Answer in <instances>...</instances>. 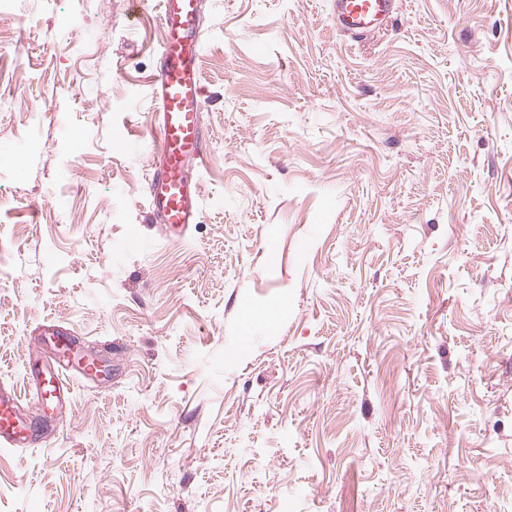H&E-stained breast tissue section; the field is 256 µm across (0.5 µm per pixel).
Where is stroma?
<instances>
[{
  "label": "stroma",
  "mask_w": 512,
  "mask_h": 512,
  "mask_svg": "<svg viewBox=\"0 0 512 512\" xmlns=\"http://www.w3.org/2000/svg\"><path fill=\"white\" fill-rule=\"evenodd\" d=\"M201 223L148 209L157 0L0 12V512H512V0H200ZM398 0H334L336 28L352 39H362L395 20ZM55 346L61 347L60 360L55 363L43 361L39 357L29 358L26 376L31 392L41 401L46 412H54L67 399L70 402L69 388L65 383V374H78L91 379L97 376L98 363L96 359L83 354L74 346L69 336L51 333ZM66 361V362H65ZM19 397L14 391L0 390V446L22 448L32 442L35 430L19 411Z\"/></svg>",
  "instance_id": "35a3bbf8"
}]
</instances>
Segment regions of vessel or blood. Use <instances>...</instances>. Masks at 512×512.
I'll return each instance as SVG.
<instances>
[{"label": "vessel or blood", "instance_id": "1", "mask_svg": "<svg viewBox=\"0 0 512 512\" xmlns=\"http://www.w3.org/2000/svg\"><path fill=\"white\" fill-rule=\"evenodd\" d=\"M398 0H334V22L339 31L362 39L395 20ZM199 0H159L158 17L167 39L160 46L150 85L153 102L152 136L149 143L132 142L133 155H146V182L151 210L165 226L172 241L184 239L191 225L203 216L202 184L185 176L191 165L209 159L206 131L200 114L204 103L198 32ZM60 359H29L26 369L32 393L45 411L59 408L70 392L66 373L75 371L90 379L98 373L96 359L73 347L69 336L54 334ZM35 430L19 411L16 392L0 390V446L21 448L32 442Z\"/></svg>", "mask_w": 512, "mask_h": 512}]
</instances>
